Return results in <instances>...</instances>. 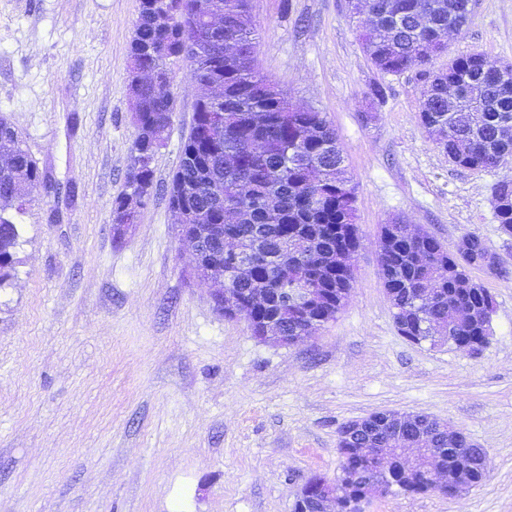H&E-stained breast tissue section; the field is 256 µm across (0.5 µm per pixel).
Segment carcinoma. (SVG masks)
Here are the masks:
<instances>
[{
  "instance_id": "obj_1",
  "label": "carcinoma",
  "mask_w": 512,
  "mask_h": 512,
  "mask_svg": "<svg viewBox=\"0 0 512 512\" xmlns=\"http://www.w3.org/2000/svg\"><path fill=\"white\" fill-rule=\"evenodd\" d=\"M175 16L168 29L157 28L145 9L138 11L130 43V67L156 72L157 82L141 89L139 111L142 132L137 134L132 153L149 158L144 166H132L127 187L143 191L153 183L152 160L157 150L147 131L169 122L176 105L172 92L176 78L172 65L186 63L194 80L224 78L240 96L224 101V135L215 143L199 129L204 127L211 106L197 101L194 120L185 137L179 165L168 184V203L174 204L183 182L197 181L193 206L204 211L206 223L224 228V236L238 240L254 266L250 282H235L224 252L213 245L216 266L237 289L240 299L259 286L290 288L302 282L327 293L331 288L349 289L353 271L343 269L318 275L298 262L304 246L316 249L355 248L359 238L355 224L354 185L347 176L338 146L336 129L320 112L303 110L281 117L280 102L264 101L272 81L256 70L248 55L256 53V41L247 16L250 0H165ZM224 5V41L232 43L243 59L183 51L192 34L191 22L208 7ZM468 0H352V14H367L378 25L362 30L365 53L380 71L403 72L412 64L431 74L429 90L420 107V120L428 133L438 131L437 140L447 141V154L470 169L496 167L505 154L499 133L512 126V68L499 72L481 53L448 60V66L431 68L436 53L435 39L448 22L466 13ZM40 181L31 156L21 148L14 128L0 119V286L17 264L16 247L20 227L10 211L22 212L24 200L14 195ZM501 208L494 214L498 226L512 231V183L494 187ZM378 245L383 252L385 290L394 308L401 335L412 343L433 341L435 325L451 307L478 305L487 308L493 296L466 272L470 261L456 259L434 236L412 232L397 218L382 226ZM431 289L435 298L419 308L415 299ZM483 329L460 326L448 329V339L478 343ZM389 429L416 435L435 431V424L418 414H407ZM366 437L338 445L344 512H358L368 485L378 484L383 493L425 494L432 483L405 480L395 469H387L362 451ZM435 448L449 468L466 470L465 485H480L486 478V458L480 449L460 457L450 449L448 437L433 436Z\"/></svg>"
}]
</instances>
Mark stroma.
I'll use <instances>...</instances> for the list:
<instances>
[{
  "mask_svg": "<svg viewBox=\"0 0 512 512\" xmlns=\"http://www.w3.org/2000/svg\"><path fill=\"white\" fill-rule=\"evenodd\" d=\"M139 0H0V116L35 160L13 278L0 286V512H292L311 475L335 478L337 431L376 412L447 422L483 448V484L392 494L363 512H512V239L491 171L449 163L423 128L417 69L381 73L348 0H251L256 68L336 128L360 245L336 318L292 346L218 313L164 189L200 94L176 64V112L137 224L116 235L136 136L128 93ZM449 58L512 65V0H472ZM454 247L480 235L508 270L470 275L495 299L480 354L413 344L378 258L395 217Z\"/></svg>",
  "mask_w": 512,
  "mask_h": 512,
  "instance_id": "stroma-1",
  "label": "stroma"
}]
</instances>
